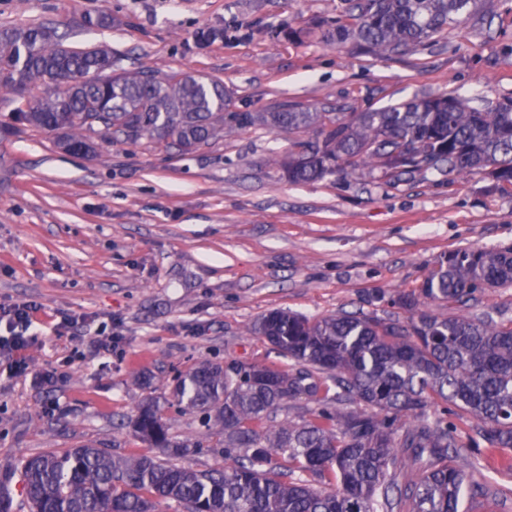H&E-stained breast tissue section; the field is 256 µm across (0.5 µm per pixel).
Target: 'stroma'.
Returning a JSON list of instances; mask_svg holds the SVG:
<instances>
[{"label":"stroma","instance_id":"35a3bbf8","mask_svg":"<svg viewBox=\"0 0 512 512\" xmlns=\"http://www.w3.org/2000/svg\"><path fill=\"white\" fill-rule=\"evenodd\" d=\"M340 2L0 0V28L51 23L72 49L107 47L118 69L193 71L223 82L237 112L289 103L361 112L442 92L475 107L512 98V0H477L485 26L461 24L394 60L308 36ZM101 11L117 26L86 30L82 16ZM203 28L224 37L199 46ZM94 143L93 154L76 155L50 133H0V302L41 305L26 372L9 374L0 360L5 482L37 452H150L124 426L149 396L172 438L196 444L179 466L222 467L215 437L170 404L177 372L202 360L288 367L249 334L261 315L385 318L441 255L512 247V192L484 173L394 188L361 168L291 183L267 164L287 154L288 133L260 124L192 153L107 136ZM61 311L89 321L56 334ZM101 336L110 350L98 347ZM505 459L489 454L475 475L473 512H512Z\"/></svg>","mask_w":512,"mask_h":512}]
</instances>
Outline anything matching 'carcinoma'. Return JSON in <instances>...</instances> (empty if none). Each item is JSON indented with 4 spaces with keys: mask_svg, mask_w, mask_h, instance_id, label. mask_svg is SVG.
Masks as SVG:
<instances>
[{
    "mask_svg": "<svg viewBox=\"0 0 512 512\" xmlns=\"http://www.w3.org/2000/svg\"><path fill=\"white\" fill-rule=\"evenodd\" d=\"M329 45L403 57L475 17L476 0H344ZM109 13L84 17L112 27ZM0 89L18 96L10 119L57 134L60 149L94 151V136L148 140L193 152L218 135L263 123L290 134L288 155L268 164L293 183L367 167L391 187L429 173L479 170L512 187V99L486 109L448 93L367 112H232L224 84L189 71H112L102 47L76 51L50 24L0 28ZM512 285V249H464L439 257L419 287L397 300L402 314L342 312L311 321L273 310L249 331L294 368L201 361L174 379L179 408L220 426L224 468L192 470L171 459L190 445L170 437L159 404L128 418L130 433L165 457L115 456L84 444L17 463L30 512H155L172 499L185 512H461L470 488L455 460L479 471L485 452L512 451V319L442 316L489 287ZM301 396L316 404L299 423L271 421ZM468 416L466 440L448 420ZM313 480H308V477ZM319 486H314L312 481Z\"/></svg>",
    "mask_w": 512,
    "mask_h": 512,
    "instance_id": "obj_1",
    "label": "carcinoma"
}]
</instances>
